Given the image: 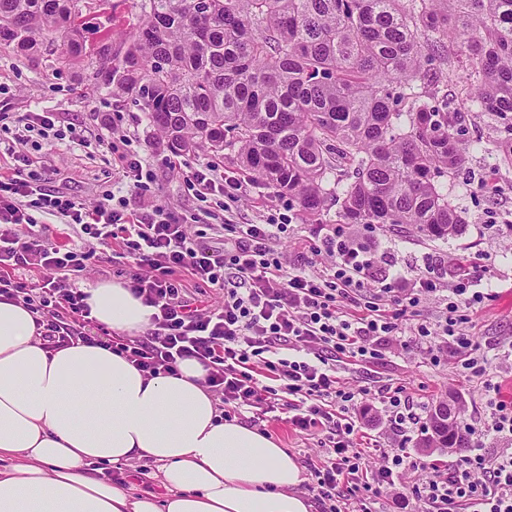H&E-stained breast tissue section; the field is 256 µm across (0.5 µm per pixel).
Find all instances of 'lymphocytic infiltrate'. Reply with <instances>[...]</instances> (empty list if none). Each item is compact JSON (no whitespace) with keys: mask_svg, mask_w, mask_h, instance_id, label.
I'll return each mask as SVG.
<instances>
[{"mask_svg":"<svg viewBox=\"0 0 512 512\" xmlns=\"http://www.w3.org/2000/svg\"><path fill=\"white\" fill-rule=\"evenodd\" d=\"M7 119L15 129V145L8 150L11 172L0 174V300L24 304L37 314L46 348L100 344L139 370L173 375L181 361L195 358L208 368V385L220 394L225 414L249 412L260 422L278 409H291L292 424L322 448L308 462L311 480L305 485L319 512H371L364 491L394 486L406 464L429 475L411 488L423 512H512V451L504 448L492 456L479 441L448 468L434 459L409 463L404 455L386 454L372 482L361 479L364 432L352 417L361 394L346 386L337 366L375 358L371 341L383 336H408L409 347L433 353L428 325L406 329L400 319L421 297L438 295L436 280L425 278L409 289L399 270L389 282L370 288L371 261L340 234L327 246H308L311 254L331 256L325 270L290 267L274 249L293 221L286 213L263 224H222V243L215 246L205 233L190 235L184 218L160 206L131 209L104 200L86 206L44 190L48 171L34 170L22 150L33 132L50 142H74L77 133L57 129L51 112L12 117L1 112L0 120ZM110 148L132 195L150 193L153 174L147 160L121 151L115 142ZM185 169L186 189L198 201L232 200L242 188L216 162ZM40 213L67 218L78 245L56 246L48 225L36 219ZM115 239L130 268L129 289L154 309L150 327L136 337L117 338L107 327L93 326L87 294L73 282L96 257L87 241L108 245ZM183 271L221 290L222 304L193 305L180 283ZM481 281L473 273L454 282L440 324L455 345L457 363L475 377L487 374L489 361L479 354L467 329L469 318L460 309L489 299Z\"/></svg>","mask_w":512,"mask_h":512,"instance_id":"1","label":"lymphocytic infiltrate"}]
</instances>
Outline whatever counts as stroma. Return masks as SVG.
Here are the masks:
<instances>
[{"label":"stroma","mask_w":512,"mask_h":512,"mask_svg":"<svg viewBox=\"0 0 512 512\" xmlns=\"http://www.w3.org/2000/svg\"><path fill=\"white\" fill-rule=\"evenodd\" d=\"M113 2L110 15L91 20L84 30L86 44H94L102 30L108 29L117 46L137 27L139 12L132 0ZM38 43V53L24 58L0 39V110L52 112L61 127L82 129L85 137L80 145L66 140L52 147L39 148L31 142L25 145L24 151L35 166L51 172L46 190L63 192L88 205L103 200L110 191L124 196L108 144L125 136L131 142V151L148 161L154 175L152 192L145 197V204L164 206L186 218L189 231L203 230L227 219L236 224H262L271 208L287 203L294 219L275 248L289 265L322 270L329 263V256H311L306 247L312 241L325 244L339 230L364 244L379 279L400 269L410 279L430 276L445 287L459 275L476 271L483 276V286L494 291L491 299L467 311L477 345L487 353L497 343L512 338V170H495L490 155L473 154L467 169L449 181L448 194L460 207L466 227L462 235L445 241L429 239L406 224L340 226L332 209L320 218L310 217L298 201L276 193L258 174L245 170L231 151L215 156L200 150L185 156L191 165L217 159L225 175L242 183L239 200L230 210L215 204L205 209L186 191L181 170L166 165L169 150L165 141L138 104L129 97L106 93L80 71L58 68L53 55L60 46L51 32H42ZM435 342L441 351L437 365L431 363L429 355L407 349L401 339L392 338L377 342V359L339 366L344 382L366 391V416L362 420L366 446L386 448L400 444L381 411L378 389L383 385L405 387L421 409L412 439L405 444L407 453L413 455L420 452L429 411L437 403L455 400L460 427L478 431L490 422L489 383H497L502 398L512 400V360H492L489 379L469 377L457 367L447 337H436ZM263 427L299 463H306L318 450L315 440L295 430L288 413L269 417ZM89 473L108 480L116 475L131 476L130 491L135 495L167 493L158 464L148 459L119 468L99 463L92 465Z\"/></svg>","instance_id":"obj_1"}]
</instances>
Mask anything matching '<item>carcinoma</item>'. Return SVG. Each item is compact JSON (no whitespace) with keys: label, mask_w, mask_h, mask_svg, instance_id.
Here are the masks:
<instances>
[{"label":"carcinoma","mask_w":512,"mask_h":512,"mask_svg":"<svg viewBox=\"0 0 512 512\" xmlns=\"http://www.w3.org/2000/svg\"><path fill=\"white\" fill-rule=\"evenodd\" d=\"M124 47L84 18L112 0H0L21 52L44 30L101 86L138 100L174 153L231 150L276 192L343 224H411L444 240L465 221L448 179L487 151L462 132L492 117L512 169V0H135ZM461 85L448 100V83ZM424 448H467L455 407Z\"/></svg>","instance_id":"cac0c4a2"}]
</instances>
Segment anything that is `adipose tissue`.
<instances>
[{"label": "adipose tissue", "instance_id": "1", "mask_svg": "<svg viewBox=\"0 0 512 512\" xmlns=\"http://www.w3.org/2000/svg\"><path fill=\"white\" fill-rule=\"evenodd\" d=\"M113 333L150 326L152 307L119 281L88 290ZM206 370L140 371L100 345L44 348L24 306L0 301V512H315L297 459L267 433L222 419ZM149 459L165 497L89 476L95 463Z\"/></svg>", "mask_w": 512, "mask_h": 512}]
</instances>
